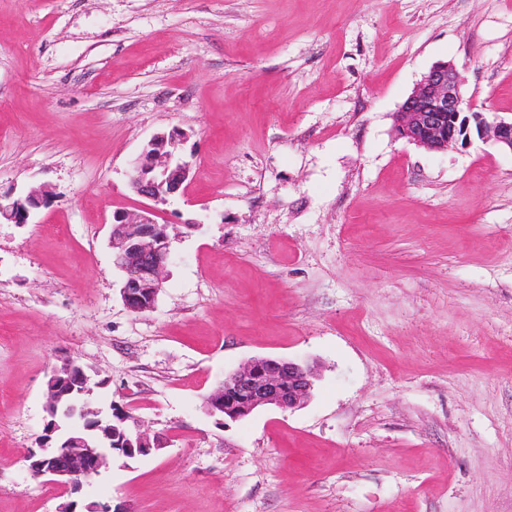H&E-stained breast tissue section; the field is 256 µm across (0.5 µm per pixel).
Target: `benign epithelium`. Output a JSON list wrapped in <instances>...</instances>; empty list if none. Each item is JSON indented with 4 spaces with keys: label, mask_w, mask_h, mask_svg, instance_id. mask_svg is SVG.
<instances>
[{
    "label": "benign epithelium",
    "mask_w": 512,
    "mask_h": 512,
    "mask_svg": "<svg viewBox=\"0 0 512 512\" xmlns=\"http://www.w3.org/2000/svg\"><path fill=\"white\" fill-rule=\"evenodd\" d=\"M462 80L451 62L434 65L417 84L395 115L398 134L418 147L446 151L452 145L466 146L472 137L491 141L512 153V120L489 121L482 113L465 116ZM189 134L174 127L159 132L144 145L134 165L131 187L138 195L162 202L185 188L191 163L183 153ZM51 202L48 186L0 194V223L25 225ZM112 262L124 274L120 293L134 313L155 308L172 261L167 226L159 224L153 208L116 210L110 233ZM314 369L308 365L270 357H255L224 381L206 398L207 413L219 423L237 421L256 411H281L302 406L311 395ZM91 392V377L82 365L67 360L51 373L47 383L46 411L51 419L63 417L65 429L54 425L39 436L38 447L25 453L28 469L37 479L49 478L66 501L58 512H112L109 505L86 504L78 510L79 494L89 480L100 475L114 452L126 457L160 450L151 443V433L131 416L120 413L135 443L112 448V418L98 416L85 401Z\"/></svg>",
    "instance_id": "obj_1"
}]
</instances>
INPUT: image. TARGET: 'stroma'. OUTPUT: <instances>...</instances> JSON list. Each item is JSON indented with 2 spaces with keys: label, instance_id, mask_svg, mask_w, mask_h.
<instances>
[{
  "label": "stroma",
  "instance_id": "obj_1",
  "mask_svg": "<svg viewBox=\"0 0 512 512\" xmlns=\"http://www.w3.org/2000/svg\"><path fill=\"white\" fill-rule=\"evenodd\" d=\"M446 61L511 119L512 0H0V192L55 190L0 224V512L58 508L24 455L64 357L167 443L83 488L116 512H512V154L393 118ZM174 127L192 179L136 314L109 220ZM257 356L310 398L217 425Z\"/></svg>",
  "mask_w": 512,
  "mask_h": 512
}]
</instances>
